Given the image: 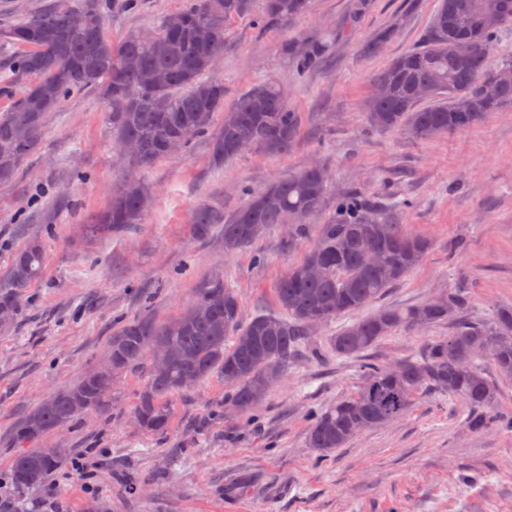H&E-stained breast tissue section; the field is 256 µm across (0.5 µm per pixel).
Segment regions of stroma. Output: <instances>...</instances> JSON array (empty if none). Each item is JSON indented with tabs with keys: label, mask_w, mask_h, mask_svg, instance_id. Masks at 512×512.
Here are the masks:
<instances>
[{
	"label": "stroma",
	"mask_w": 512,
	"mask_h": 512,
	"mask_svg": "<svg viewBox=\"0 0 512 512\" xmlns=\"http://www.w3.org/2000/svg\"><path fill=\"white\" fill-rule=\"evenodd\" d=\"M182 3L139 0L136 10L110 11L104 32L116 41L153 29ZM436 7L437 0H312L287 26L253 16L227 24L225 104L275 81L299 114L297 141L283 157L249 150L218 165L209 137L197 138L187 153L144 172L155 200L142 224L105 239L84 238L81 226L129 175L114 159L107 107L100 94L81 92L50 114L36 151L0 183V277L31 239L45 246L41 277L11 326L0 328L1 502L16 512H512V432L467 430L461 405L435 392H420L402 419L327 457L307 444L312 412L353 396L364 362L419 355L426 342L453 332L448 321L396 332L349 361L332 354L341 323L330 322L306 340L254 416L225 414L227 387L216 371L173 397L163 437L133 424L146 377L128 371L100 410L50 434L49 444L71 455L54 475L56 495L32 491L20 500L11 483L14 424L104 363L118 320L147 311L171 321L218 275L245 316L277 312L275 288L304 258L316 226L300 236L270 227L228 256L221 225L196 236L193 214L203 202L234 211L245 202L241 187H265L312 160L331 172L323 215L335 213L337 195L355 191L390 205L394 223L430 244L380 305L408 307L457 288L471 320L512 305V107L427 139L365 123L373 76L426 41ZM392 25L396 36L370 51L373 37ZM326 31L333 41L321 66L300 72L291 47ZM78 168L88 180L75 179ZM88 451L107 457L89 477L72 463ZM131 479L139 490H127Z\"/></svg>",
	"instance_id": "1"
}]
</instances>
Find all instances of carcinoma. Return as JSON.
<instances>
[{
	"mask_svg": "<svg viewBox=\"0 0 512 512\" xmlns=\"http://www.w3.org/2000/svg\"><path fill=\"white\" fill-rule=\"evenodd\" d=\"M54 0L43 14L0 29V41L21 45L8 67L26 85L12 93L11 106L0 114V181L11 180L35 149L50 113L72 95L102 92L108 103L114 147L134 140L140 154L125 162L136 173L183 152L196 137L209 134L215 113L224 121L213 138L218 161L247 149L262 148L286 154L298 131V115L273 82L239 95L224 109V81L214 75L224 55L225 25L261 10L260 20L287 24L308 12L311 0H184L181 9L166 17L150 41L132 31L115 44L104 33V14L112 7H134V0ZM504 15L496 29L482 25L484 13ZM208 23L214 38L200 44L194 28ZM512 35V0H440L426 44L393 58L373 79L385 97L372 95L365 105L370 128H400L427 138L474 126L491 112L512 105V84L497 80L502 68L512 69V56L490 66L498 42ZM326 37L297 55L301 70L317 68L326 53ZM469 45L465 54L456 45ZM134 55L132 68L126 58ZM327 169L311 164L261 190L242 188L246 204L221 217L207 205L194 218L203 234L224 224V252L234 254L251 245L271 226L290 224L305 232L308 220L322 212L328 186ZM148 186L130 178L112 197L108 209L86 233L98 237L114 228L142 223ZM428 244L395 224L384 208L347 193L336 202V213L318 225L317 237L304 260L291 267L277 288L279 312L243 315L238 297L217 276L198 289L176 319L159 324L145 313L121 321L112 334L108 363L112 375L88 373L75 384L52 393L13 427L19 450L12 464L15 489L24 493L49 487L48 477L66 455L64 448L42 444L46 432L67 427L85 412L100 406L112 391L114 376L142 368L147 385L133 409L139 428L162 436L170 430L169 401L201 382L213 371L224 376L229 405L252 414L288 361L311 335L310 325L326 324L366 308L364 317L342 327L332 337L338 359L363 356L382 339L400 330L431 326L461 317L467 310L463 292L446 294L444 307L429 302L407 308L373 304L387 288L404 279L423 259ZM381 265L368 260L372 251ZM44 251L34 239L19 252L0 279V306L17 315L26 288L40 276ZM311 267L322 277H307ZM494 350L488 362L475 346ZM401 373L367 362L358 392L313 414L309 447L325 457L345 447L359 433L381 428L407 415L416 395L429 390L448 395L466 407L470 431L489 428L512 431V415L498 407L497 378L512 379V307L497 308L484 321L462 322L448 337L428 343L417 357L399 360ZM489 364L493 372L484 369Z\"/></svg>",
	"mask_w": 512,
	"mask_h": 512,
	"instance_id": "1",
	"label": "carcinoma"
}]
</instances>
